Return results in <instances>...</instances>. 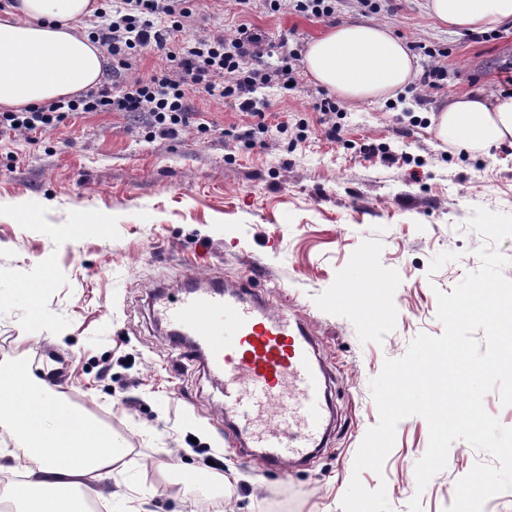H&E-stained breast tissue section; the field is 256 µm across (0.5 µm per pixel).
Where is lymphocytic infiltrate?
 <instances>
[{"label": "lymphocytic infiltrate", "mask_w": 512, "mask_h": 512, "mask_svg": "<svg viewBox=\"0 0 512 512\" xmlns=\"http://www.w3.org/2000/svg\"><path fill=\"white\" fill-rule=\"evenodd\" d=\"M202 0H120L115 16L91 31L89 38L106 51L111 80L69 100L46 103L25 112H1L0 132L32 137L61 123L70 112H126L144 115L148 137H177L185 128L208 134L207 124H193L186 100L194 90L229 100L256 117L246 130L248 146H261L269 127L255 97L258 89H288L294 81L295 51L275 46L262 31L239 25L233 35L206 30L187 38V18L204 11ZM153 49L166 58L167 69L145 77L131 76L133 61ZM276 63H269V56Z\"/></svg>", "instance_id": "lymphocytic-infiltrate-1"}]
</instances>
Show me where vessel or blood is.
<instances>
[{"label":"vessel or blood","instance_id":"obj_1","mask_svg":"<svg viewBox=\"0 0 512 512\" xmlns=\"http://www.w3.org/2000/svg\"><path fill=\"white\" fill-rule=\"evenodd\" d=\"M152 308L172 338L189 337L224 387V422L267 467L310 456L328 409L313 338L287 311H269L249 282H185L154 292Z\"/></svg>","mask_w":512,"mask_h":512}]
</instances>
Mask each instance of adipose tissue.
<instances>
[{"label":"adipose tissue","instance_id":"obj_1","mask_svg":"<svg viewBox=\"0 0 512 512\" xmlns=\"http://www.w3.org/2000/svg\"><path fill=\"white\" fill-rule=\"evenodd\" d=\"M97 0H13L0 11V111L20 112L68 99L99 83L103 57L78 23ZM429 12L451 28L490 30L512 19V0H428ZM304 62L313 80L358 103L393 99L411 83L417 63L387 26L349 22L308 44ZM436 138L472 152L512 143V95L466 94L432 119ZM52 390L32 374L0 371V413L9 412L18 451L0 449V473L23 470L13 490L19 512H87L63 488L91 487L108 478L126 450L111 431L84 414L45 407Z\"/></svg>","mask_w":512,"mask_h":512}]
</instances>
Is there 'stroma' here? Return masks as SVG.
<instances>
[{
  "label": "stroma",
  "mask_w": 512,
  "mask_h": 512,
  "mask_svg": "<svg viewBox=\"0 0 512 512\" xmlns=\"http://www.w3.org/2000/svg\"><path fill=\"white\" fill-rule=\"evenodd\" d=\"M356 19L389 26L419 69L443 53L448 79L438 90L412 83L394 101H338L339 141L324 134L312 108L320 87L301 62L294 91L258 92L272 126L262 149L239 139L253 117L201 93L188 102L211 125L205 135L190 127L150 140L142 117L121 112L73 114L31 142L0 134V367L57 384L64 407L112 430L126 455L102 486L129 489L142 512H342L355 476L385 486L392 512H409L415 496L422 512H448L457 481L490 460L454 441L446 468L417 490L429 429L410 416L382 474L353 473L379 420L371 380L418 335L443 334L437 292L480 266L474 208L512 214V145L446 148L430 123L455 96L506 89L512 21L451 28L427 0H381L375 13L341 0L328 19L224 0L185 33L246 23L303 50ZM189 274L249 280L309 330L333 406L319 456L270 471L253 449L230 446L220 383L152 313L154 290ZM219 449L220 485L210 464Z\"/></svg>",
  "instance_id": "stroma-1"
}]
</instances>
